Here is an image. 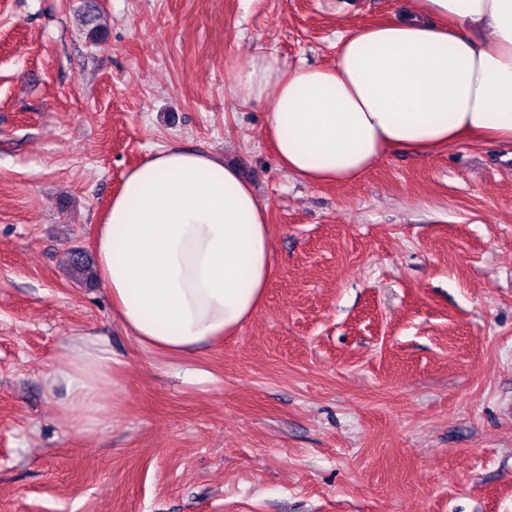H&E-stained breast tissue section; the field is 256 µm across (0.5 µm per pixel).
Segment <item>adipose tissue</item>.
Returning <instances> with one entry per match:
<instances>
[{
    "label": "adipose tissue",
    "instance_id": "1",
    "mask_svg": "<svg viewBox=\"0 0 512 512\" xmlns=\"http://www.w3.org/2000/svg\"><path fill=\"white\" fill-rule=\"evenodd\" d=\"M329 67L245 55L224 94L265 105L280 166L314 184L349 183L389 151L433 152L462 138L512 145V0H419L395 20L340 36ZM100 283L145 348L183 356L234 335L272 275L267 212L237 169L170 147L124 176L96 230ZM65 421L101 424L103 388L120 399L107 343L80 336L46 374Z\"/></svg>",
    "mask_w": 512,
    "mask_h": 512
}]
</instances>
